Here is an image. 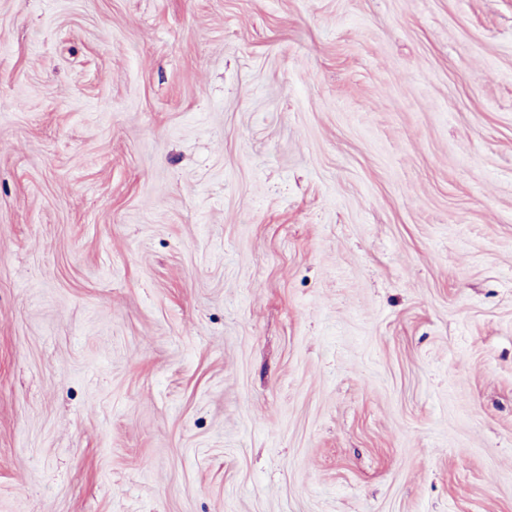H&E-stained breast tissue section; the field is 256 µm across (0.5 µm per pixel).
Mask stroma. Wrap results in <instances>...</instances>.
<instances>
[{
	"label": "stroma",
	"mask_w": 512,
	"mask_h": 512,
	"mask_svg": "<svg viewBox=\"0 0 512 512\" xmlns=\"http://www.w3.org/2000/svg\"><path fill=\"white\" fill-rule=\"evenodd\" d=\"M0 512H512V0H0Z\"/></svg>",
	"instance_id": "1"
}]
</instances>
